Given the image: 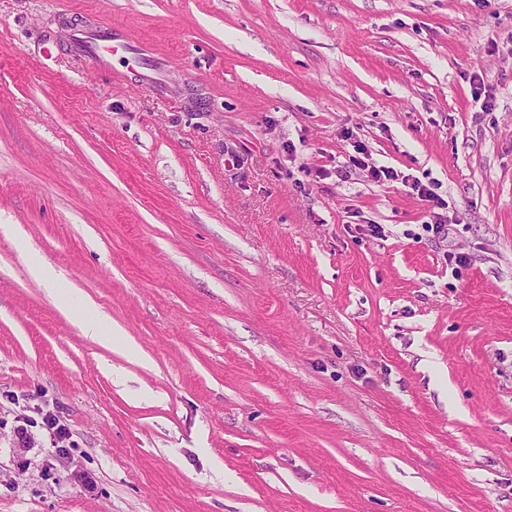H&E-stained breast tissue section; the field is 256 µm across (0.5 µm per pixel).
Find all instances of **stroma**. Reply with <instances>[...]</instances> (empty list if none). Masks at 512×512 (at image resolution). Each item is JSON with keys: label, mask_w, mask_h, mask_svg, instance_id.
Segmentation results:
<instances>
[{"label": "stroma", "mask_w": 512, "mask_h": 512, "mask_svg": "<svg viewBox=\"0 0 512 512\" xmlns=\"http://www.w3.org/2000/svg\"><path fill=\"white\" fill-rule=\"evenodd\" d=\"M0 512H512V0H0ZM85 56L89 59L95 70L107 71L112 67V57L121 51L137 58L139 47L129 42H118L113 39L112 33L101 30L95 38L84 42ZM31 276L45 288H55L60 275L50 265L41 259H32L27 262Z\"/></svg>", "instance_id": "1"}]
</instances>
